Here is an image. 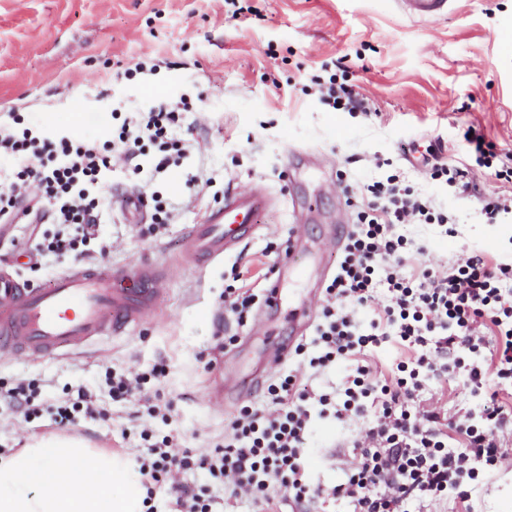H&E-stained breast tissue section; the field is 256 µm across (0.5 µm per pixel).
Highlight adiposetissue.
Segmentation results:
<instances>
[{
  "instance_id": "obj_1",
  "label": "adipose tissue",
  "mask_w": 512,
  "mask_h": 512,
  "mask_svg": "<svg viewBox=\"0 0 512 512\" xmlns=\"http://www.w3.org/2000/svg\"><path fill=\"white\" fill-rule=\"evenodd\" d=\"M139 472L78 439L46 438L0 457V512H143Z\"/></svg>"
}]
</instances>
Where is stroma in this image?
<instances>
[{
  "label": "stroma",
  "mask_w": 512,
  "mask_h": 512,
  "mask_svg": "<svg viewBox=\"0 0 512 512\" xmlns=\"http://www.w3.org/2000/svg\"><path fill=\"white\" fill-rule=\"evenodd\" d=\"M342 60L350 83L370 101L368 113L336 112L310 92L311 79ZM146 69L134 79L122 73ZM187 101L174 130L186 158L154 176L115 161L102 179V222L89 243L106 248L102 263L170 267L156 312L121 336H103L64 357L34 359L0 352V392L31 385L35 411L0 403V456L29 440L78 435L96 448L137 462L143 428L174 435L196 454L223 443L241 407L265 408L264 386L284 370L271 352L297 329L289 312L307 305L318 316L339 257L336 238L352 222L347 198L359 186L396 173L458 220L455 235L408 224L401 255L406 275L447 271L477 252L490 263L512 259V219L488 224L476 201L431 179L427 151L463 166L471 158L463 125L512 154V0H453L447 14L413 21L395 0H0V123L23 115L33 132L53 138L48 112L79 119L71 140L111 139L127 113ZM202 174L197 195L187 178ZM264 186L271 202L257 230L224 259L179 263L184 232L226 194ZM148 187L170 223H133L117 196ZM56 226L19 223L0 239V264L33 288L49 287L73 268L71 258L36 252ZM298 247L302 273L283 283L279 309L256 299L246 326L224 312V289L236 259L253 271L280 266ZM165 364L158 385L166 417L150 416L138 397L113 400L107 370L142 372ZM92 394L95 416L58 425L52 411L66 392ZM364 421L326 417L306 442L312 484L330 489L355 463ZM472 512H512V467L471 491Z\"/></svg>",
  "instance_id": "obj_1"
}]
</instances>
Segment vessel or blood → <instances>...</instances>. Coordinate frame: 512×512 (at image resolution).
I'll return each mask as SVG.
<instances>
[{
	"label": "vessel or blood",
	"instance_id": "b4317fda",
	"mask_svg": "<svg viewBox=\"0 0 512 512\" xmlns=\"http://www.w3.org/2000/svg\"><path fill=\"white\" fill-rule=\"evenodd\" d=\"M407 17L431 20L449 0H399ZM267 205L264 191L248 187L225 196L223 208L188 232L184 256L213 260L252 235ZM165 269L145 264L122 268L80 267L47 288H33L0 274V351L58 357L92 340L119 334L150 315L163 291Z\"/></svg>",
	"mask_w": 512,
	"mask_h": 512
}]
</instances>
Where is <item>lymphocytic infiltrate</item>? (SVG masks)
Here are the masks:
<instances>
[{
  "label": "lymphocytic infiltrate",
  "instance_id": "lymphocytic-infiltrate-1",
  "mask_svg": "<svg viewBox=\"0 0 512 512\" xmlns=\"http://www.w3.org/2000/svg\"><path fill=\"white\" fill-rule=\"evenodd\" d=\"M314 85L319 100L333 110L371 109L355 85L338 75L316 79ZM184 112L176 104L150 107L123 122L108 150L65 137L42 141L27 131L0 134V153L18 161L12 175L0 181V223L20 216L41 221L55 214L61 224L89 232L99 221V184L113 158L138 157L149 142L158 150L153 172L164 171L186 152L171 136ZM465 132L473 167L511 181L512 166L501 163L497 146L474 126ZM473 167L436 164L431 177L445 181L457 195L478 198L486 223L512 215V193H481ZM34 181L42 194H30ZM353 208L355 222L325 289L315 336L293 351L300 364L315 370L355 360L339 395L314 393L295 376H286L268 385L266 409L242 407L223 444L204 458L180 447L173 436L158 439L143 429L149 460L140 471L149 484L173 494L175 512H211V500L176 482L177 475L197 468L222 477L231 497L243 494L272 508L284 491L303 506L319 494L306 472L304 445L314 419L330 415L367 422L355 445L357 464L330 490L332 500L344 501L349 512H411L429 498L468 502L471 486L512 455L504 447L512 408L499 399L500 392L512 388V262L492 265L472 254L444 274L405 275L400 256L408 240L401 226L435 224L450 235L455 216L394 174L365 185ZM369 307L371 320L361 323L356 312ZM388 342L408 356L387 377L367 357ZM457 376L475 406L449 422L426 409L421 395L429 380ZM447 424L452 427L448 433L443 430Z\"/></svg>",
  "mask_w": 512,
  "mask_h": 512
}]
</instances>
